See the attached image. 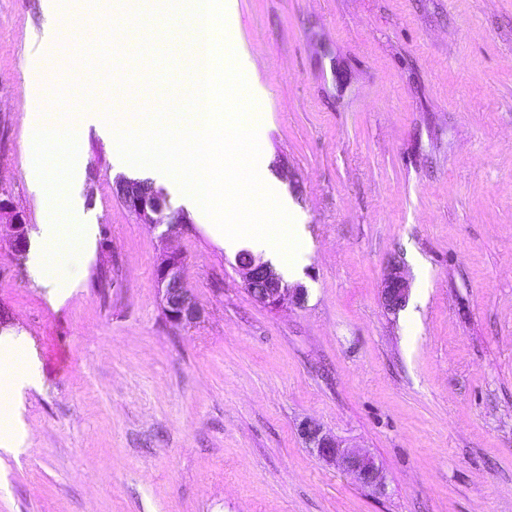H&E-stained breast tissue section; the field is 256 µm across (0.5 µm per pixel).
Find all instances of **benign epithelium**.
Wrapping results in <instances>:
<instances>
[{"label": "benign epithelium", "instance_id": "obj_1", "mask_svg": "<svg viewBox=\"0 0 512 512\" xmlns=\"http://www.w3.org/2000/svg\"><path fill=\"white\" fill-rule=\"evenodd\" d=\"M113 193L143 224L153 228L167 225L172 232L182 224L190 223L182 210L169 214V222L163 223L159 215L170 209L167 196L162 189L148 180H131L119 176L112 185ZM7 232L14 251L22 255L28 246V224L23 212L17 210L10 199L0 198V233ZM246 291L255 302L269 310H278L284 301L296 305L304 302L306 290L290 287L271 266L261 258L248 254L236 258ZM156 290L161 310L167 321L176 326H187L201 319L194 296L185 285L184 263L180 254L171 252L160 258L156 268ZM410 292V283L391 267L384 279L381 303L388 313L404 307ZM299 433L306 447L329 465L341 468L353 477L356 483L374 493H383L385 483L382 470L375 459L343 442L313 422L303 424Z\"/></svg>", "mask_w": 512, "mask_h": 512}]
</instances>
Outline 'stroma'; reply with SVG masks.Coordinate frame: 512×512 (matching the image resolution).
Here are the masks:
<instances>
[{
  "label": "stroma",
  "instance_id": "35a3bbf8",
  "mask_svg": "<svg viewBox=\"0 0 512 512\" xmlns=\"http://www.w3.org/2000/svg\"><path fill=\"white\" fill-rule=\"evenodd\" d=\"M267 89L260 145L311 249L303 306L254 302L196 218L140 223L112 193V142L83 129L89 254L52 257L51 302L0 237V339L41 389L0 469V512H512V0H239ZM0 0V194L28 182L30 103L91 90L99 118L183 105L210 71L187 0ZM91 29L110 54L70 63ZM131 78L113 80L127 58ZM178 252L202 318L171 325L155 268ZM410 296L387 313L390 265ZM313 421L374 457L383 493L306 448Z\"/></svg>",
  "mask_w": 512,
  "mask_h": 512
}]
</instances>
